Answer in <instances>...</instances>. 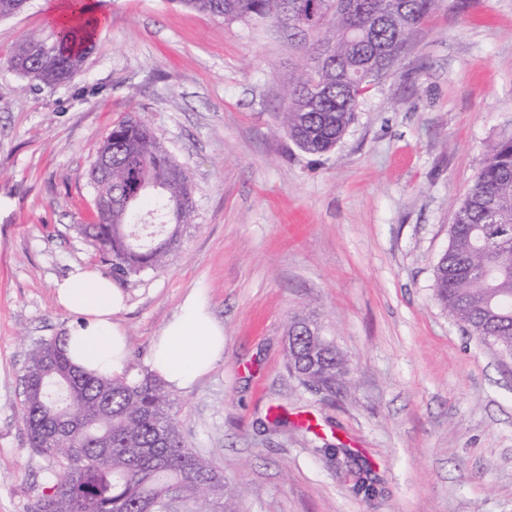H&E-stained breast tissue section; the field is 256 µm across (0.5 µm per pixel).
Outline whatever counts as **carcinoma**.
Returning a JSON list of instances; mask_svg holds the SVG:
<instances>
[{"label": "carcinoma", "mask_w": 512, "mask_h": 512, "mask_svg": "<svg viewBox=\"0 0 512 512\" xmlns=\"http://www.w3.org/2000/svg\"><path fill=\"white\" fill-rule=\"evenodd\" d=\"M89 0H69L71 19L52 20L51 52L29 37L8 63L46 87L59 73L81 72L98 17ZM439 0H179L190 10L247 21H275L315 37L281 112L288 138L302 151L325 154L354 122L364 94L386 76L368 70L375 51H405L415 29ZM96 192L117 199L110 224H80L79 232L112 265L117 278L162 268L177 250L181 227L194 213L193 186L184 167L141 121L112 126L109 178L90 177ZM160 188L159 208L171 224L158 231L129 225L146 189ZM436 300L476 339L512 356V137L487 159L449 229L448 249L435 269ZM65 337L36 344L24 375L22 422L30 447L53 461L47 492L30 512H161L172 488L183 487L187 512H236L221 472L192 449L173 412L167 387L146 373L137 379L98 378L74 367ZM287 363L302 382L309 374L332 394L347 387L336 346L314 320L297 314L288 328Z\"/></svg>", "instance_id": "1"}]
</instances>
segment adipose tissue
I'll return each instance as SVG.
<instances>
[{
  "label": "adipose tissue",
  "instance_id": "obj_1",
  "mask_svg": "<svg viewBox=\"0 0 512 512\" xmlns=\"http://www.w3.org/2000/svg\"><path fill=\"white\" fill-rule=\"evenodd\" d=\"M55 298L76 316L66 333L70 360L100 377L125 375L128 341L116 320L125 297L115 283L91 266H77L56 281ZM223 355L224 326L213 317L207 301L193 292L155 336L150 370L170 390L179 391L192 387Z\"/></svg>",
  "mask_w": 512,
  "mask_h": 512
}]
</instances>
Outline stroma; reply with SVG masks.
Wrapping results in <instances>:
<instances>
[{
    "instance_id": "35a3bbf8",
    "label": "stroma",
    "mask_w": 512,
    "mask_h": 512,
    "mask_svg": "<svg viewBox=\"0 0 512 512\" xmlns=\"http://www.w3.org/2000/svg\"><path fill=\"white\" fill-rule=\"evenodd\" d=\"M53 2L0 19V512H28L45 487L22 377L33 346L73 320L55 282L76 265L110 272L76 227L96 220L90 165L129 115L195 200L165 266L118 282L130 370L148 372L154 336L201 293L224 356L174 392V410L237 512H512V358L451 320L433 288L458 204L512 134V0H441L324 155L278 122L310 36L177 0H108L82 75L48 88L6 60L49 36ZM302 311L342 354L346 392L289 374Z\"/></svg>"
}]
</instances>
